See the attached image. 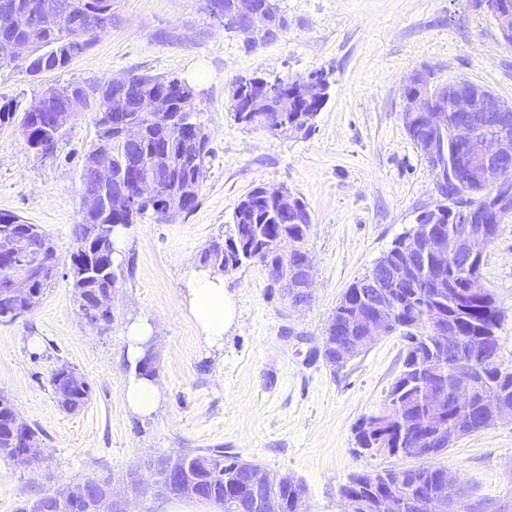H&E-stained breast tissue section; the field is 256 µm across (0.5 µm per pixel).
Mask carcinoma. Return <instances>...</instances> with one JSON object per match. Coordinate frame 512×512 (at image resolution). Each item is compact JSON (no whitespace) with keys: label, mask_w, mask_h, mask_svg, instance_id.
Masks as SVG:
<instances>
[{"label":"carcinoma","mask_w":512,"mask_h":512,"mask_svg":"<svg viewBox=\"0 0 512 512\" xmlns=\"http://www.w3.org/2000/svg\"><path fill=\"white\" fill-rule=\"evenodd\" d=\"M113 0H0V7L10 4L27 17L25 26L0 33V41L8 38L18 42H32L36 54L25 63L0 56V72L10 71L29 77L42 76L66 70L79 56L96 44L102 33L112 28ZM134 106L125 116L141 126V141L137 163L142 171L161 172L163 186L158 197L142 203L138 211L129 215L114 208L112 197L117 188L108 185L100 207L81 213V220L73 225L75 248L68 260H61L52 240H47L43 252L23 251L17 246V235L26 221L19 216L0 213V258L10 256L14 262L12 273L25 274L33 264H49L55 268L77 258L84 260L86 275L71 281L73 301L82 308L81 318L92 329L112 323V313L99 308L98 301L117 286L119 265L114 261L112 235L116 227L128 228L147 215L159 216L173 209L189 214L197 203L181 202L183 189L192 184L200 187L206 176L205 160L211 150L203 144L197 153L186 148L171 123L172 118L192 125L198 124L191 102L194 88L187 82L165 75L140 74L128 77ZM263 92L256 88L244 96L243 107L264 121L274 114L275 87ZM168 91L172 112L159 116L146 111L148 102L157 93ZM43 111L36 114L28 105L11 98L0 103V125L28 130L24 145L42 153L43 145L56 149L59 140L51 135L50 127L55 112L62 109L71 97L84 101L85 111L94 114L95 137L84 153L80 181L94 173V167L105 160L112 166V175L122 178V151L116 131L107 127L112 117V83L50 85ZM437 148L444 163L452 166L457 158L451 139L436 136ZM480 193L472 187L458 189L457 197L433 228L447 233L458 213L479 201ZM305 220L282 208L267 195L263 188H254L242 199L233 213V223L224 225V234L210 241L202 250L200 263L217 273L238 269L246 263L257 262L271 271L276 259L268 257L267 241L278 235L297 243L294 261L313 268L305 242L312 226L311 213L305 202H300ZM403 265L407 278L396 289L402 306L396 332L404 341L401 370L389 386L385 401L393 407V419L377 430L368 426L370 416L360 419L355 428V452L360 457L402 456L416 464L397 474L392 469L359 472L350 476L341 488V495L356 503L354 512H381V500L397 493L401 512H438L444 501L463 493L460 478L448 481V470L436 463L445 452L444 446L465 435L487 427V403L496 400L512 407V361L504 358L497 331L502 311L489 291L476 297L467 296L470 281L481 280V266H475L468 278H463L453 262L444 271H438L433 259L422 245L405 233L377 262L378 273L386 276L385 263ZM448 281L446 288H429L428 281L438 274ZM365 275L347 288L336 305L325 331L326 343L334 345L342 340H360L362 318L371 312L373 289L367 287ZM38 302L23 296L0 298V309L32 311ZM440 314L444 324L456 331L458 342L450 346L434 336L429 321ZM496 350L495 363L476 377L473 393L465 400L458 397L456 363L461 359L478 358L486 348ZM435 383L442 398L439 409L433 407L422 390V381ZM50 384L59 406L74 412L83 408L92 396V386L77 369L62 366L51 374ZM18 421L19 433L32 440L31 451L39 454L34 428L18 412L14 401L0 394V420ZM439 432L442 442L433 448L410 452L412 442L421 436ZM178 460L188 468L178 471L177 479L169 484L171 495L212 503L222 512H258L254 502L276 494L283 500V512H298L302 488L285 476L278 486L267 483V471L260 465L240 459L222 448H194L174 456L162 457L150 463V478L158 482L165 479L164 471ZM88 498L80 512H96V495L112 486V478H92ZM16 512H71V503L61 491L44 492L26 498L18 504Z\"/></svg>","instance_id":"cac0c4a2"}]
</instances>
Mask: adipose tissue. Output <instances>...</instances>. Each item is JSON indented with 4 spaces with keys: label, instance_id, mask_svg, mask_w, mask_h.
<instances>
[{
    "label": "adipose tissue",
    "instance_id": "obj_1",
    "mask_svg": "<svg viewBox=\"0 0 512 512\" xmlns=\"http://www.w3.org/2000/svg\"><path fill=\"white\" fill-rule=\"evenodd\" d=\"M188 310L205 339L222 342L224 331L234 318V302L224 291V279L219 275L192 276L185 288Z\"/></svg>",
    "mask_w": 512,
    "mask_h": 512
}]
</instances>
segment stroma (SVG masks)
<instances>
[{"label":"stroma","instance_id":"1","mask_svg":"<svg viewBox=\"0 0 512 512\" xmlns=\"http://www.w3.org/2000/svg\"><path fill=\"white\" fill-rule=\"evenodd\" d=\"M287 24L269 44L248 47L210 16L205 0H114L116 20L67 71L38 80L0 74V99L31 101L49 85L105 83L135 73L176 76L194 86L192 108L211 154L198 206L127 230L114 320L87 327L66 276L39 305L0 323V392L38 431L41 461L0 459V512L69 483L127 471L185 448L223 446L288 475L305 488L306 512H344L351 473L401 469V458H358L353 428L383 402L400 369L398 335L376 341L346 367L316 355L344 292L436 205L435 175L400 118L403 85L416 69L466 79L512 103V46L474 0H277ZM327 74L326 105L310 135L278 136L237 122L235 82L258 74L288 80ZM94 137L80 114L53 155L28 151L14 127L0 126V212L39 225L69 257L81 218L79 175ZM258 186L286 187L312 215L307 249L311 298L292 307L259 264L226 273L237 306L220 344L205 340L184 298L204 246L224 232L235 207ZM482 283L498 300V331L512 359V220L486 249ZM149 323L160 396L148 417L132 412L123 388L132 373L125 335ZM70 365L92 386L77 412L56 402L49 380ZM471 500L512 512V419L467 435L440 456Z\"/></svg>","mask_w":512,"mask_h":512}]
</instances>
